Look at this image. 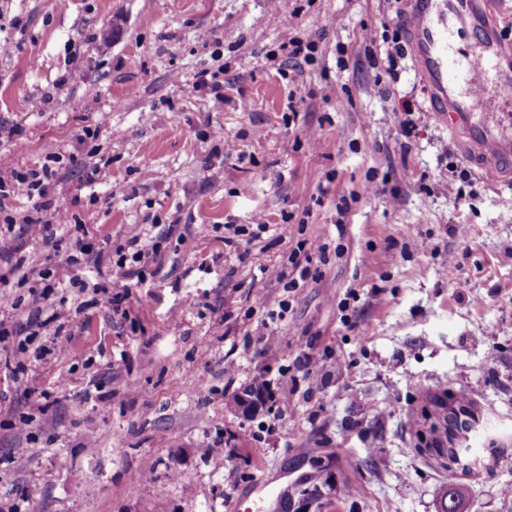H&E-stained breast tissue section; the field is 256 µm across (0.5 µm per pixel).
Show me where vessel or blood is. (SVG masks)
I'll return each mask as SVG.
<instances>
[{
	"label": "vessel or blood",
	"instance_id": "obj_1",
	"mask_svg": "<svg viewBox=\"0 0 512 512\" xmlns=\"http://www.w3.org/2000/svg\"><path fill=\"white\" fill-rule=\"evenodd\" d=\"M498 0H409L406 42L431 90L433 115L479 169L512 183V44L488 22ZM276 486L257 481L231 512H275Z\"/></svg>",
	"mask_w": 512,
	"mask_h": 512
}]
</instances>
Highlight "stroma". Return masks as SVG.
<instances>
[{"instance_id": "1", "label": "stroma", "mask_w": 512, "mask_h": 512, "mask_svg": "<svg viewBox=\"0 0 512 512\" xmlns=\"http://www.w3.org/2000/svg\"><path fill=\"white\" fill-rule=\"evenodd\" d=\"M406 7L0 0V159L59 154L47 198L102 252L71 264L66 230L46 246L4 221L31 200L0 198V319L64 345L0 344V512H229L264 474L284 512H436L452 392L478 402L479 460L512 459V209L411 58L389 64ZM289 30L313 62L280 52ZM150 235L161 268L125 313L72 287ZM307 242L327 249L304 276ZM257 379L271 405L237 414ZM457 486L460 512H512V469Z\"/></svg>"}]
</instances>
